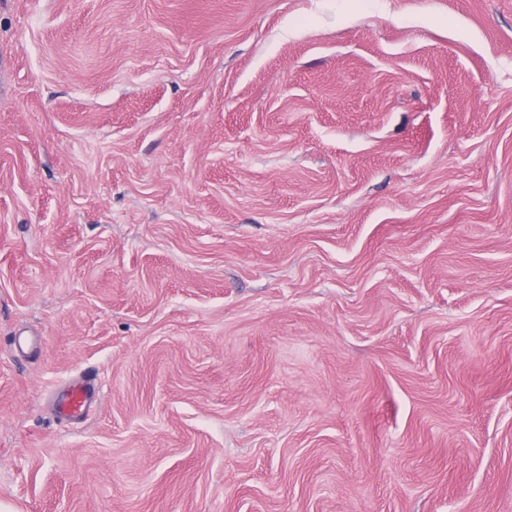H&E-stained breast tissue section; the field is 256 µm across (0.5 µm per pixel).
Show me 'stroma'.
Instances as JSON below:
<instances>
[{"label": "stroma", "instance_id": "obj_1", "mask_svg": "<svg viewBox=\"0 0 512 512\" xmlns=\"http://www.w3.org/2000/svg\"><path fill=\"white\" fill-rule=\"evenodd\" d=\"M0 512H512V0H0ZM95 393L93 383L84 381L71 388L59 406V413L65 417H80L86 414Z\"/></svg>", "mask_w": 512, "mask_h": 512}]
</instances>
